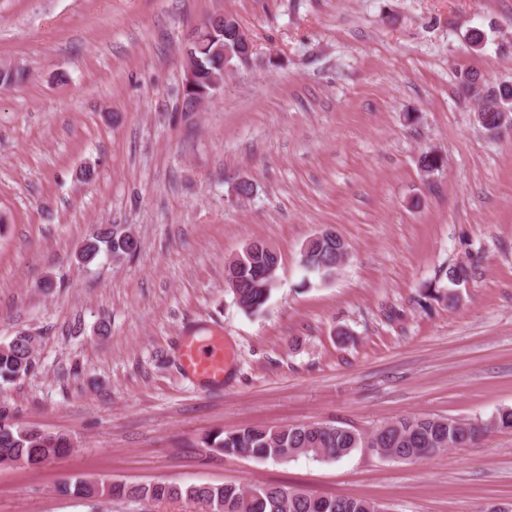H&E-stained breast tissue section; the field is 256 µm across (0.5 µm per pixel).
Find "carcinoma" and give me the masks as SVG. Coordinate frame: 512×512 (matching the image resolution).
Instances as JSON below:
<instances>
[{
    "label": "carcinoma",
    "mask_w": 512,
    "mask_h": 512,
    "mask_svg": "<svg viewBox=\"0 0 512 512\" xmlns=\"http://www.w3.org/2000/svg\"><path fill=\"white\" fill-rule=\"evenodd\" d=\"M239 22L231 17L215 38L204 36L191 45L198 60L194 86L184 93L183 106L196 108V96L215 92L213 84L224 79V69L238 64L233 32ZM139 251L137 236L125 229L106 225L85 238L76 251L79 262L88 264L102 252L124 260ZM348 255L341 237L319 232L302 248L304 270L329 278ZM280 266V256L262 240L248 243L225 262L227 283L235 304L247 314H258L269 301ZM472 268L463 261L448 266L423 289L426 298L456 307L461 301L459 287L468 284ZM36 339L25 334L0 344V385L14 383L35 369ZM501 428L512 429V409H504L486 421L462 422L441 417H400L371 431L331 423H299L274 427L247 426L231 432L209 434L204 447L226 456L247 455L257 459L286 460L305 455L316 459H339L357 449L399 461L414 462L435 453L463 448L483 435ZM70 438L26 428L14 422L10 411L0 406V466L37 468L71 451ZM60 491L76 498L139 499L162 501L187 499L205 506L206 512H388L376 501L336 496H314L286 487L263 485L244 489L235 485H179L175 483H105L74 476Z\"/></svg>",
    "instance_id": "obj_1"
}]
</instances>
